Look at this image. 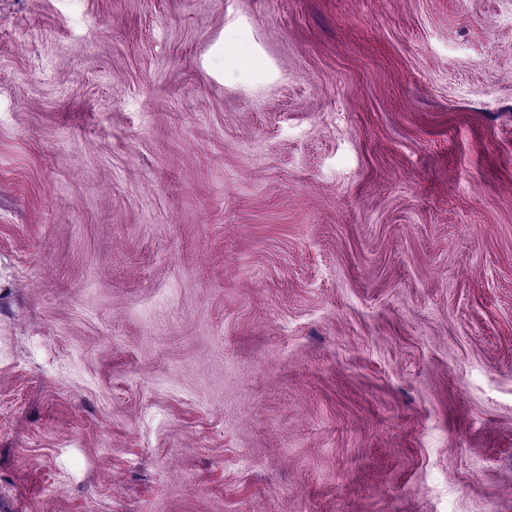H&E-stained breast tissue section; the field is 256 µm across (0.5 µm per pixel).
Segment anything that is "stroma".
<instances>
[{"instance_id":"stroma-1","label":"stroma","mask_w":512,"mask_h":512,"mask_svg":"<svg viewBox=\"0 0 512 512\" xmlns=\"http://www.w3.org/2000/svg\"><path fill=\"white\" fill-rule=\"evenodd\" d=\"M0 512H512V0H0Z\"/></svg>"}]
</instances>
